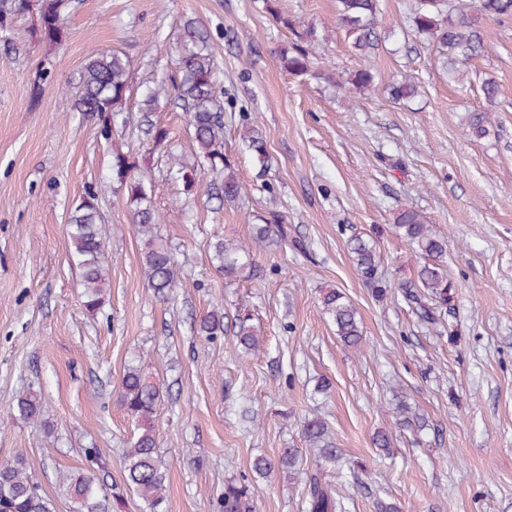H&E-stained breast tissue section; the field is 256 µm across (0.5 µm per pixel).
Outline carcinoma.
<instances>
[{
  "label": "carcinoma",
  "mask_w": 512,
  "mask_h": 512,
  "mask_svg": "<svg viewBox=\"0 0 512 512\" xmlns=\"http://www.w3.org/2000/svg\"><path fill=\"white\" fill-rule=\"evenodd\" d=\"M69 0H0V31L7 32L16 21L35 17L30 36L49 44H60L65 38L62 14ZM488 18L512 17V0H417L411 16L416 34L430 39L437 65L448 74V81L465 83L470 80L472 61L486 51V44L473 13ZM379 0H336V17L351 38V47L359 57L368 58L378 50L380 35ZM209 35L195 19L184 21L179 76L173 82L166 80L148 89L142 100L141 111L151 113L159 97L174 95L185 112L198 157L209 165L212 172L222 176L216 187V199L232 202L245 194L247 187L239 180L229 160L224 157V103L218 72L208 47ZM280 59L288 71L298 77L310 73L312 53L293 45L280 52ZM129 63L115 52H94L85 65L76 99V110L95 113L102 122L101 133L108 137L112 128L127 123L126 100L130 96ZM345 82L359 91L375 87L374 75L367 67L348 74ZM395 99L411 100L420 94V85L406 77L389 88ZM490 113L470 116L471 135L481 139L490 133ZM245 150L264 157L266 142L260 131L252 128L242 139ZM170 175L183 184L186 191L197 183L198 169L189 167L178 157L171 156ZM112 180L126 194L132 223L144 242L142 266L154 296L166 298L174 292L180 281V268L173 250L157 233L159 214L153 205L155 187L145 171L119 153L112 156ZM394 231L403 238L412 251L424 258H439L447 253L445 237L437 234L415 209L398 213ZM69 236L73 251L71 261L82 272L83 306L96 314L103 307L108 287L109 257L99 227L98 193L92 189L83 195L69 216ZM283 238L284 232L276 219L254 225L249 243L224 241L214 246V256L224 278H234L246 267L252 266L253 251L274 238ZM349 250L358 271L367 280L379 281V256L369 241L354 237ZM406 298L421 306L424 322L438 323V312L448 302L447 276L437 264L421 267L418 282L403 284ZM435 302L432 308L422 306V299ZM322 306L336 326V335L343 344L360 348L363 333L358 312L339 291H327ZM224 330L223 318L212 313L199 322V331L215 336ZM236 336L245 352H255L260 342L254 327L247 319L238 322ZM160 400L159 386L143 373L141 366L126 368L119 391L120 405L134 422L133 437L124 450L126 486L144 503L147 512H160L165 500L167 473L159 460L153 417ZM40 398L32 392L18 397L17 416L25 421H36L41 414ZM302 436L306 449L320 461L338 465L343 458L342 449L336 447L331 431L323 419L313 416L303 421ZM86 468L60 476V484L75 503V512H114L121 505L122 494L98 474L108 470V456L100 448L85 449ZM299 454L286 448L272 461L259 457L252 471L264 478L275 471L293 476L298 470ZM249 486L242 481L224 483V493L218 507L221 512H249L247 494ZM306 512H343L344 504L328 486L317 480L310 481L305 494ZM0 512H54L53 503L42 495L27 473L24 453L0 461Z\"/></svg>",
  "instance_id": "obj_1"
}]
</instances>
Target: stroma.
<instances>
[{
	"label": "stroma",
	"instance_id": "1",
	"mask_svg": "<svg viewBox=\"0 0 512 512\" xmlns=\"http://www.w3.org/2000/svg\"><path fill=\"white\" fill-rule=\"evenodd\" d=\"M416 0H380L385 36L363 59L336 22L335 0H71L61 44L34 43L28 21L0 34V460L24 451L27 471L55 512H73L60 473L106 449L107 480L122 485L133 422L117 401L139 361L157 383L158 455L168 473L165 512H215L229 480H246L251 512H305V484L326 482L345 512H512V18L479 19L486 42L470 85L449 83L432 45L415 37ZM199 19L224 89V155L245 196L220 204L217 177L193 192L169 176V155L194 163L183 110L161 102L151 119L170 133L153 147L139 104L153 81L177 70L182 22ZM306 34L319 76L297 77L281 48ZM129 62L126 127L103 136L99 118L75 109L92 51ZM370 66L376 89L337 88L331 76ZM415 77L420 96L390 97ZM499 94L487 102L482 79ZM491 111L474 138L472 112ZM261 129L265 159L246 152L247 123ZM146 167L158 233L176 250L180 283L160 301L142 270V241L126 197L108 180L113 152ZM100 190V225L112 258L102 310L82 305L66 224L88 189ZM418 210L448 239L441 265L448 308L428 326L401 282L423 266L394 233L397 213ZM278 214L288 245L257 250L254 275L226 281L213 261L220 240H250ZM374 239L383 287L358 272L351 237ZM356 307L363 346L343 345L322 310L327 290ZM218 312L224 332L198 335ZM249 317L263 344L245 353L234 334ZM330 384L319 394V380ZM41 392L40 421L16 418L20 395ZM417 423H397L398 402ZM329 425L344 465L305 452L300 423ZM389 433L391 455L373 445ZM302 449L293 478H261L255 458ZM358 479H351L350 470Z\"/></svg>",
	"mask_w": 512,
	"mask_h": 512
}]
</instances>
